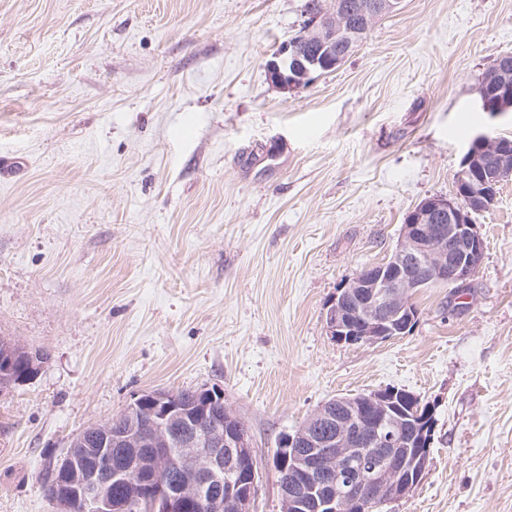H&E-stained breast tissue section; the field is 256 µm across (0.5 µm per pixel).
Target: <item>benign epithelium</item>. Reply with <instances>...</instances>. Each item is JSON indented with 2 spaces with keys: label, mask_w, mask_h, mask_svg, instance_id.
Segmentation results:
<instances>
[{
  "label": "benign epithelium",
  "mask_w": 512,
  "mask_h": 512,
  "mask_svg": "<svg viewBox=\"0 0 512 512\" xmlns=\"http://www.w3.org/2000/svg\"><path fill=\"white\" fill-rule=\"evenodd\" d=\"M400 0H364L357 12L341 0L322 6L304 24V36L314 41L325 36L315 57L284 42L267 60L273 83L285 91L310 84L336 66V37L360 33L377 16L397 10ZM474 143L485 156L466 151L456 174L451 196L423 200L402 225L399 242L384 261L366 267L339 288L327 305L325 324L338 342L371 344L404 336L417 312L405 297L433 282L455 289L466 286L479 268L484 241L472 213L490 208L486 187L512 178V152H502V137L478 133ZM25 354L24 368L35 377L41 366L31 352L0 338V389L14 385L13 364ZM395 390H380L356 398L324 403L311 421L282 437L280 447L293 482L281 486L283 512H347L356 503L362 512L402 499L414 489L411 472H419L427 458L410 457L403 449L411 440L405 422L392 412ZM224 402V390L200 387L194 403L184 405L175 392L156 390L136 397L125 407L126 426L115 431L108 424L94 425V437L80 431L59 453L47 456L44 473L66 479L53 500L56 512H130L132 499L112 495V484L137 488L138 503L148 512H183L196 500L208 512H224V502L250 512L256 473L250 438L245 428L228 416L227 424L213 427L214 406ZM148 445L154 452L120 465L112 449Z\"/></svg>",
  "instance_id": "benign-epithelium-1"
}]
</instances>
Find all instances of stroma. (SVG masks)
Returning <instances> with one entry per match:
<instances>
[{
	"instance_id": "obj_1",
	"label": "stroma",
	"mask_w": 512,
	"mask_h": 512,
	"mask_svg": "<svg viewBox=\"0 0 512 512\" xmlns=\"http://www.w3.org/2000/svg\"><path fill=\"white\" fill-rule=\"evenodd\" d=\"M303 0H0V336L48 359L0 392V512H54L44 456L139 394L219 386L281 512L273 452L324 402L434 409L429 464L378 512H512V180L462 296L408 334L333 341L324 308L455 191L512 0H402L334 72L264 64Z\"/></svg>"
}]
</instances>
